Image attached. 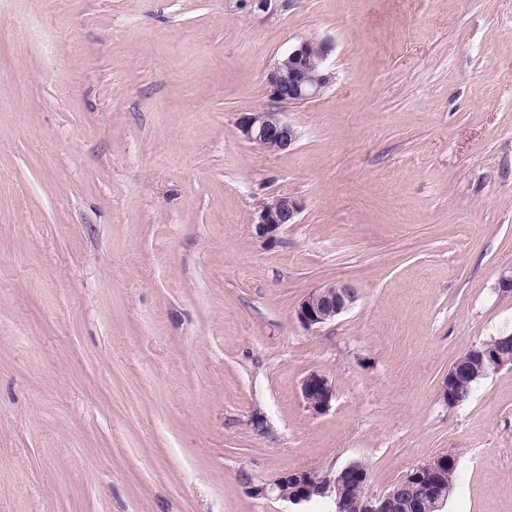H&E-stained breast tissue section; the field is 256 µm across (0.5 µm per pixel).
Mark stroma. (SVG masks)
Returning a JSON list of instances; mask_svg holds the SVG:
<instances>
[{
	"label": "stroma",
	"mask_w": 512,
	"mask_h": 512,
	"mask_svg": "<svg viewBox=\"0 0 512 512\" xmlns=\"http://www.w3.org/2000/svg\"><path fill=\"white\" fill-rule=\"evenodd\" d=\"M312 36L333 81L267 154L237 118ZM510 267L512 0H0V512H328L263 489L443 453L442 512H512V367L442 398ZM305 208L304 202L288 193L276 195L260 211L253 225L256 233L271 245L278 241V234L288 224L298 223ZM358 292L351 284L327 283L310 291L296 309L297 320L305 327H319L349 310ZM300 391L307 409L316 416L329 411L336 397L334 385L318 372H311L303 378Z\"/></svg>",
	"instance_id": "1"
}]
</instances>
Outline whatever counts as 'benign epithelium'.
Segmentation results:
<instances>
[{"label": "benign epithelium", "instance_id": "obj_1", "mask_svg": "<svg viewBox=\"0 0 512 512\" xmlns=\"http://www.w3.org/2000/svg\"><path fill=\"white\" fill-rule=\"evenodd\" d=\"M334 51L335 45L328 37H313L297 44L267 75L271 100L292 105L307 103L320 96L332 80L326 65ZM237 128L245 141L271 155L290 148L298 140L297 129L276 112H241ZM304 208V202L295 196L287 193L276 195L260 211L254 224L255 231L268 243L274 244L285 226L298 223ZM357 299L358 292L351 284L327 283L302 299L296 309V318L308 328L319 327L349 310ZM506 366L512 367L511 333L499 336L492 346L480 344L465 351L448 371L443 399L449 404L458 403L453 394L456 383L486 376ZM300 391L307 409L316 416L329 411L336 397L334 385L318 372H311L303 378ZM446 464L448 454L438 455L409 470L394 489L382 494L370 493L363 470L352 464L335 473L315 469L286 472L274 481L271 490L294 504L322 499L338 507L352 475L357 479L353 492L357 495L359 512H396L401 498L414 486L418 496L428 500L430 512H439L448 501L452 485L435 482L430 476L439 473Z\"/></svg>", "mask_w": 512, "mask_h": 512}]
</instances>
